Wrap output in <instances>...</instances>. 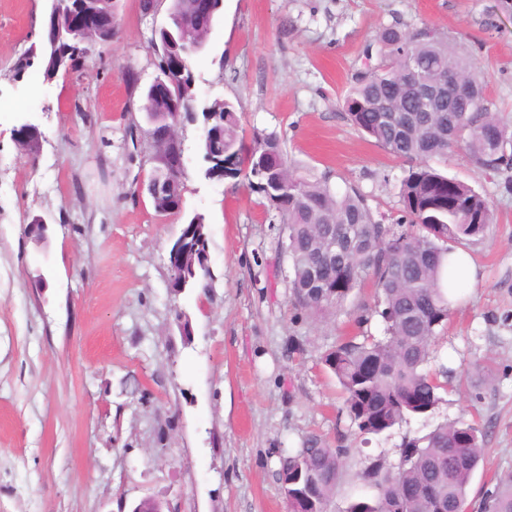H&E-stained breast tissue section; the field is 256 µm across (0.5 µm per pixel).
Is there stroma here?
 I'll return each instance as SVG.
<instances>
[{"mask_svg": "<svg viewBox=\"0 0 512 512\" xmlns=\"http://www.w3.org/2000/svg\"><path fill=\"white\" fill-rule=\"evenodd\" d=\"M118 0L119 29L82 66L44 81L13 63L39 40L47 0H0V512H288L279 460L311 436L346 447L327 512L369 494L376 459L403 438L465 422L484 433L469 499L512 470V170L457 151L442 170L490 201L485 237L467 244L464 282L436 342L448 370L428 419L357 434L320 359L372 310L373 285L319 321L290 302L283 225L242 179H211L202 114L184 120L181 215L156 216L140 96L157 76L154 27ZM425 25L489 75L491 112L512 124V14L498 0H223L190 69L198 106L231 103L246 133L276 135L301 173L359 189L376 218L398 216L406 164L364 137L343 110L368 44L386 26ZM138 83L128 86L124 74ZM37 126L25 153L12 130ZM205 218L209 277L168 286L182 224ZM45 239L27 232L33 218Z\"/></svg>", "mask_w": 512, "mask_h": 512, "instance_id": "35a3bbf8", "label": "stroma"}]
</instances>
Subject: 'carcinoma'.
<instances>
[{"label":"carcinoma","mask_w":512,"mask_h":512,"mask_svg":"<svg viewBox=\"0 0 512 512\" xmlns=\"http://www.w3.org/2000/svg\"><path fill=\"white\" fill-rule=\"evenodd\" d=\"M169 32L154 33L158 55L176 48L190 57L201 52L213 20L193 16L190 0H172ZM377 62L355 77L343 99L350 123L391 155L409 163L400 181V216L393 224L375 219L356 189L333 192L327 178L303 175L273 134L256 133L246 143L234 106L215 101L208 109L221 160L231 178L246 179L275 210L287 230L289 288L294 304L316 319L337 313L348 296L372 280L375 313L384 336H347L321 357L336 379L344 410L361 435H380L441 402L444 367L429 368L432 343L447 328L448 253L454 245L484 237L493 212L489 201L466 183L430 164L456 149L490 170L512 168V127L484 105L487 75L448 45V38L422 27L397 25L376 39ZM451 76L462 90L421 98L417 77ZM176 82L174 97L194 109L195 94ZM140 110L151 128L169 110L150 93ZM482 432L473 425L444 424L402 442L400 464L378 463L364 473L375 494L352 501L346 512H385L397 499L405 512H455L468 506V488L482 460ZM347 449L307 440L281 459L282 490L293 495L306 484L323 512L341 476ZM479 512H512V471L500 475L478 503Z\"/></svg>","instance_id":"cac0c4a2"}]
</instances>
